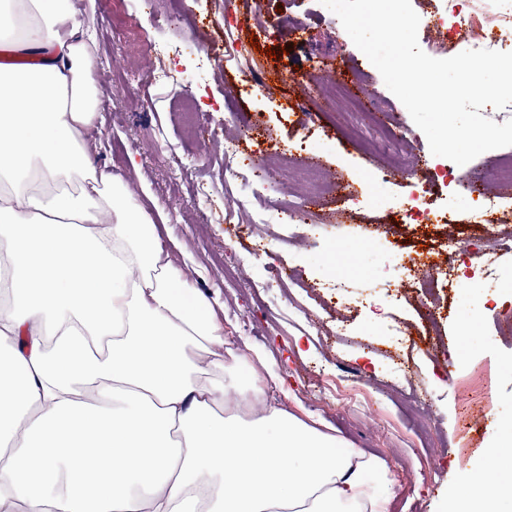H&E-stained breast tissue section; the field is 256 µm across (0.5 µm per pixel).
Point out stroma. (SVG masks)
<instances>
[{"instance_id":"35a3bbf8","label":"stroma","mask_w":512,"mask_h":512,"mask_svg":"<svg viewBox=\"0 0 512 512\" xmlns=\"http://www.w3.org/2000/svg\"><path fill=\"white\" fill-rule=\"evenodd\" d=\"M67 2L83 11L96 31L102 123L89 135L96 163L123 178L133 202L153 216L164 246L179 243L187 256L179 264L183 275L223 303L224 335L234 351L247 359L252 349H265L292 390L285 408L385 462L387 473L413 455L415 475L396 483L391 512H444L490 445L502 448L512 469V335L499 330L500 320L512 309V297L497 295L474 276L468 253L455 262L453 282L441 292L440 312L430 324L420 308L391 306L369 296L365 269L386 272L389 288H397L405 272L394 265L395 255L435 243L431 236L401 239L389 234L395 220L389 207L367 205L354 211L344 195L326 197L314 209V223L266 225L268 252L261 256L253 252L251 213L225 220L219 194L212 219L200 215L194 185L204 180L219 188L224 183L228 98L244 123L266 130V140L244 142L248 155L313 142L321 152L301 155V163L321 165L340 183L354 186L362 172L384 165V156L364 152L346 137L334 111L307 97L308 75L322 69L333 70L337 81L365 102L391 96L339 19L319 0H235L230 10L226 0H156L144 13L137 0ZM279 17L299 22L301 31L285 35L272 24ZM253 37L259 50L247 48L236 62L225 63V43L248 44ZM149 42L184 45L181 86L173 91L150 84L142 95L116 94L113 71L155 65V58L144 52ZM200 44L213 53L209 66H202L194 52ZM267 45L274 56L263 54ZM259 66L266 72L265 90L246 78L249 68ZM191 108L215 132L207 146H199L193 134L187 116ZM386 121L408 131L419 163L379 178L370 186L371 195L401 200L414 186L427 185L438 207L460 217L459 241L487 237L491 225L463 220L471 195L449 194L447 181L427 166V139L403 104H396ZM291 264L304 267L303 287L289 283L285 271ZM335 268L358 297L350 308L313 294ZM253 281L268 284L264 303L251 294ZM392 319L414 324L419 336L429 337L438 349L437 355L412 358V383L430 406L422 420L414 418L415 401L403 392L389 358L384 331ZM467 393L488 394L496 416L481 423L479 433L462 439L458 414Z\"/></svg>"}]
</instances>
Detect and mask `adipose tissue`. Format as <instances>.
Listing matches in <instances>:
<instances>
[{"instance_id": "adipose-tissue-1", "label": "adipose tissue", "mask_w": 512, "mask_h": 512, "mask_svg": "<svg viewBox=\"0 0 512 512\" xmlns=\"http://www.w3.org/2000/svg\"><path fill=\"white\" fill-rule=\"evenodd\" d=\"M0 10V512H390L383 463L282 408L255 352L94 165L92 34L56 0ZM487 448L449 512L512 503Z\"/></svg>"}]
</instances>
